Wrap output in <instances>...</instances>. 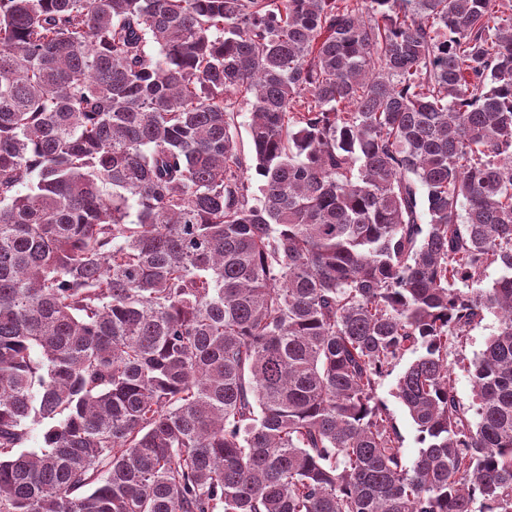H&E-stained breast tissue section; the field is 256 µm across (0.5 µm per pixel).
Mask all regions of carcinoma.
I'll return each instance as SVG.
<instances>
[{"mask_svg": "<svg viewBox=\"0 0 512 512\" xmlns=\"http://www.w3.org/2000/svg\"><path fill=\"white\" fill-rule=\"evenodd\" d=\"M0 512H512V7L0 0ZM496 326V317L493 314H486L479 326L468 331L466 344L448 355V365L454 374L455 387L464 403L469 402L471 395L468 367L482 350L486 338L493 333ZM415 357V354L407 353L401 362L393 369V372L382 381L378 388L379 397L385 402L400 428L403 440L402 446L404 448L405 457L409 462H412L418 454L419 445L416 442L417 432L405 408L395 396V387L398 377L407 364Z\"/></svg>", "mask_w": 512, "mask_h": 512, "instance_id": "cac0c4a2", "label": "carcinoma"}]
</instances>
